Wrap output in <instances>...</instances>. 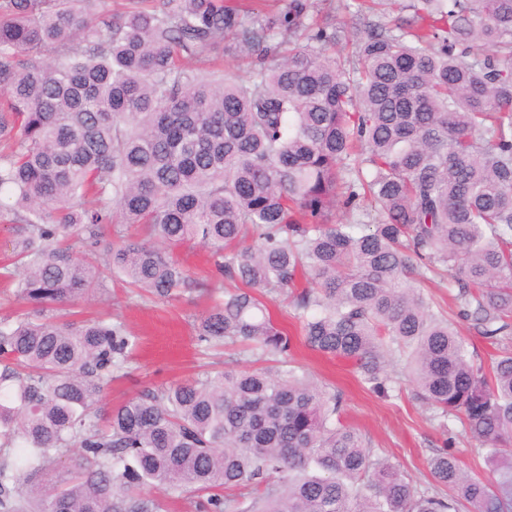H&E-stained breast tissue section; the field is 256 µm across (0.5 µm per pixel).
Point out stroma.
I'll return each instance as SVG.
<instances>
[{"instance_id":"35a3bbf8","label":"stroma","mask_w":512,"mask_h":512,"mask_svg":"<svg viewBox=\"0 0 512 512\" xmlns=\"http://www.w3.org/2000/svg\"><path fill=\"white\" fill-rule=\"evenodd\" d=\"M308 21L313 25L330 22L344 36L334 51L352 55L364 23L355 15L354 0H314ZM175 258L200 287L184 291L173 299L156 297L144 289L127 287L118 270L102 266L103 286L96 296L80 302L78 317L98 318L123 323L137 338L124 369L105 387L97 405L100 415L138 393L208 373L253 367L252 358L239 347L206 348L196 336L197 317L224 294L214 288V266L210 252L187 244L175 250ZM274 321L291 339L290 355L297 365L330 389L340 390L344 400V421L358 429L370 448L400 463L403 471L421 489L430 485L427 462L435 449L449 445L464 471L475 476L488 475L475 443L459 421L440 429L433 410L416 399L412 385L405 381L406 361L393 359L388 371L401 382L390 396L375 394L361 384L351 363L308 349L293 310L284 300L269 303Z\"/></svg>"}]
</instances>
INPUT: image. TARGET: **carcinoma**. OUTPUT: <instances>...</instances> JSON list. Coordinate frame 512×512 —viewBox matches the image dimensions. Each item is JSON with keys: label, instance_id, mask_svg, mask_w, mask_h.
I'll return each mask as SVG.
<instances>
[{"label": "carcinoma", "instance_id": "cac0c4a2", "mask_svg": "<svg viewBox=\"0 0 512 512\" xmlns=\"http://www.w3.org/2000/svg\"><path fill=\"white\" fill-rule=\"evenodd\" d=\"M0 0V194L16 282L33 307L0 319V512H162L148 489L260 488L246 512H512V0H410L373 24L358 62L309 0ZM396 0H356L357 14ZM251 59L249 78L178 59ZM365 199L375 224L330 219ZM173 298L174 258L210 249L237 284L198 340L242 343L276 366L185 379L94 410L136 344L125 326L62 321L97 292L93 260ZM141 224L147 239L121 234ZM254 243L247 244L248 240ZM444 270L459 313L501 346L484 362L416 277ZM292 299L305 344L388 396L407 358L440 428L458 419L489 467L443 448L419 489L344 424L340 393L287 360L263 297Z\"/></svg>", "mask_w": 512, "mask_h": 512}]
</instances>
